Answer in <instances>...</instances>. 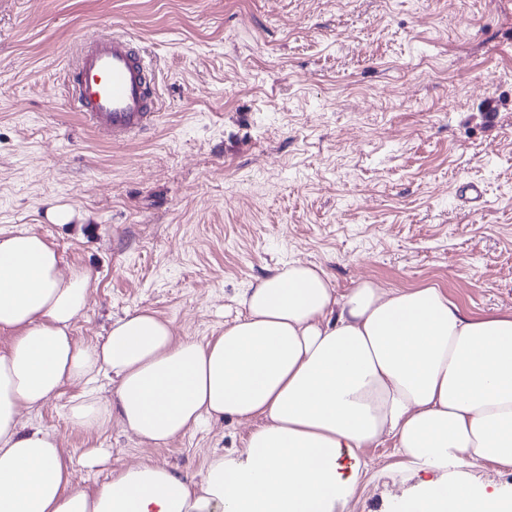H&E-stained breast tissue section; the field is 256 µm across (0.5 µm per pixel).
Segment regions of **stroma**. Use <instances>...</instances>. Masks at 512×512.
Masks as SVG:
<instances>
[{
	"label": "stroma",
	"instance_id": "35a3bbf8",
	"mask_svg": "<svg viewBox=\"0 0 512 512\" xmlns=\"http://www.w3.org/2000/svg\"><path fill=\"white\" fill-rule=\"evenodd\" d=\"M112 30L145 49L161 107L120 143L65 105L79 35ZM468 182L483 201L460 197ZM54 205L73 220L52 223ZM26 231L92 270L85 344L134 309L208 341L293 260L341 292L433 285L471 314L512 312V0H0V233ZM78 392L27 418L89 492L136 460L200 474L249 431L88 433L68 420ZM88 448L107 460L84 466ZM367 458L349 512H403L414 479L391 445Z\"/></svg>",
	"mask_w": 512,
	"mask_h": 512
}]
</instances>
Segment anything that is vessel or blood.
<instances>
[{"label": "vessel or blood", "instance_id": "obj_1", "mask_svg": "<svg viewBox=\"0 0 512 512\" xmlns=\"http://www.w3.org/2000/svg\"><path fill=\"white\" fill-rule=\"evenodd\" d=\"M67 81L68 106L105 139H132L156 120L154 77L129 35L81 38Z\"/></svg>", "mask_w": 512, "mask_h": 512}]
</instances>
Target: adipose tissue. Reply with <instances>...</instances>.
I'll list each match as a JSON object with an SVG mask.
<instances>
[{
  "mask_svg": "<svg viewBox=\"0 0 512 512\" xmlns=\"http://www.w3.org/2000/svg\"><path fill=\"white\" fill-rule=\"evenodd\" d=\"M91 281L36 233L0 236V330L13 335L0 350V512H348L366 449L387 441L398 470L442 475L407 512H512V497L453 476L512 468V313L468 314L434 286L341 294L320 266L291 261L245 288L244 316L207 342L136 309L84 345L72 325ZM69 383L83 387L68 410L83 431L116 422L158 446L207 418L254 427L201 476L140 462L90 494L56 436L22 418Z\"/></svg>",
  "mask_w": 512,
  "mask_h": 512,
  "instance_id": "1",
  "label": "adipose tissue"
}]
</instances>
